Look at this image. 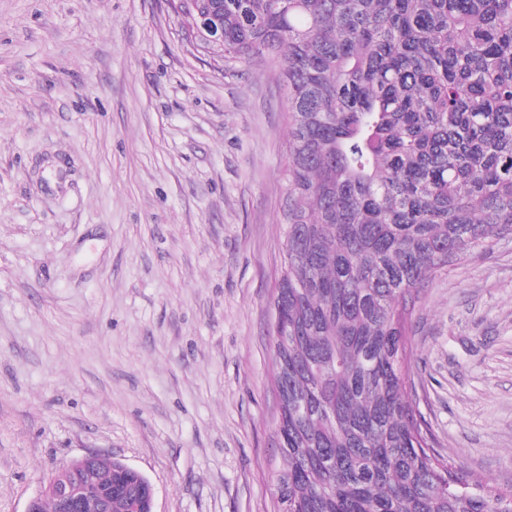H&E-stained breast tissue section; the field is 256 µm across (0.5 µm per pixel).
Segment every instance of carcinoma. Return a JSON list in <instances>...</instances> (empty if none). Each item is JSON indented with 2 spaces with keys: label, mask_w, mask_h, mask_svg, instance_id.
Segmentation results:
<instances>
[{
  "label": "carcinoma",
  "mask_w": 512,
  "mask_h": 512,
  "mask_svg": "<svg viewBox=\"0 0 512 512\" xmlns=\"http://www.w3.org/2000/svg\"><path fill=\"white\" fill-rule=\"evenodd\" d=\"M232 66L282 52L275 512H512L406 400L420 288L512 235V0H206ZM102 476L142 497L116 461Z\"/></svg>",
  "instance_id": "carcinoma-1"
}]
</instances>
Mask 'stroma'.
Instances as JSON below:
<instances>
[{
  "mask_svg": "<svg viewBox=\"0 0 512 512\" xmlns=\"http://www.w3.org/2000/svg\"><path fill=\"white\" fill-rule=\"evenodd\" d=\"M288 89L167 0H0V512L94 451L155 512H273ZM435 450L512 484V237L420 291Z\"/></svg>",
  "mask_w": 512,
  "mask_h": 512,
  "instance_id": "stroma-1",
  "label": "stroma"
}]
</instances>
